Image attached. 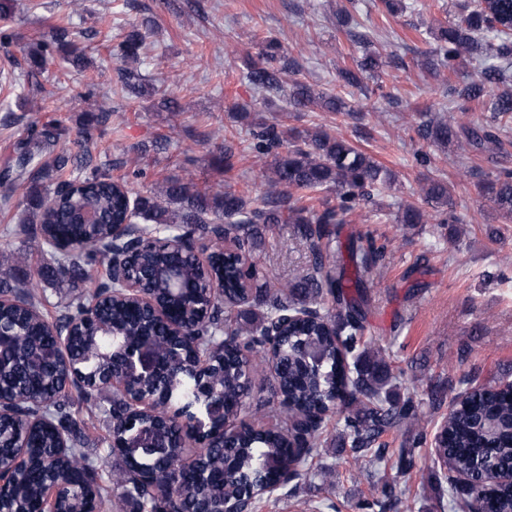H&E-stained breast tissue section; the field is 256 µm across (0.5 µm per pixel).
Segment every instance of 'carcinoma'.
Returning a JSON list of instances; mask_svg holds the SVG:
<instances>
[{"instance_id":"1","label":"carcinoma","mask_w":512,"mask_h":512,"mask_svg":"<svg viewBox=\"0 0 512 512\" xmlns=\"http://www.w3.org/2000/svg\"><path fill=\"white\" fill-rule=\"evenodd\" d=\"M434 48L422 66L441 79L448 97L464 117L462 121L420 113V138L437 146H467L478 154L487 145H499L497 131L512 123V75L503 63L512 59V0H474L451 23L430 30ZM66 33L57 32L28 52L37 68L31 72L42 100L50 98L44 84L43 65L63 44ZM146 34L134 32L111 45L102 39L119 63L118 79L134 97H155L169 112L179 111L172 93L145 82L129 63L139 60ZM365 40L361 57L340 70L344 83L360 93L366 81L380 77L382 54ZM265 64L245 76L250 85L286 97L295 111L345 112L348 103L295 80L284 86L282 75L295 69L281 43L266 37L259 43ZM485 65L476 78L455 77L472 60ZM485 116L474 118L472 107ZM93 115L86 124L79 151L70 148L68 128L60 119L32 124L30 134L14 144L0 169L6 191L0 205L17 203L19 223L39 225L42 245L53 265L39 274L57 283H80L77 302L62 306L57 323L70 329L62 337L66 355L51 358L57 347L49 322L40 313L38 284L20 292L13 285L28 255L0 250V390L25 408L22 416H0V452L18 460L17 476L0 491V512H40L48 486L57 474L70 477L60 490L54 512H225V506L256 512L259 499L251 489L274 485L293 467H306L327 418V405L340 399L346 412L343 433L355 464H380L386 460L383 438L418 417L413 402L395 395L392 372L382 350L365 340L364 279L382 256L384 247L365 235L340 239L338 225L349 224L361 203L392 174L373 156L353 146L343 136L316 130L294 136L282 122L260 123L253 149L273 157L266 175L262 205H254L244 192L201 189L194 175L168 178L149 195H135L126 184L112 180L110 162H94L91 124L107 119ZM288 151L279 152L283 143ZM454 185L431 180L424 197L436 208L440 224H457L453 213ZM502 219L512 221V169L504 167L480 183ZM294 190H334L336 203L325 199L316 207L293 197ZM142 225L154 236H209L232 238L235 249L213 252L206 262L188 255L180 260L182 280L193 288L175 291L164 281H150L151 273L173 262L164 245L144 248L129 263V276L147 283L148 291L192 328L185 336H168L162 325L145 321L141 311L111 288L108 278L111 249L108 239L116 224ZM400 224H425L426 214L409 204L398 215ZM273 224H296L308 244L312 262L306 274L292 283H275L258 265L256 252L265 245L264 229ZM223 286L224 295L211 296L205 285ZM112 297L100 306L99 323L82 325L74 320L83 309L106 292ZM325 297L335 313L310 307ZM153 341L160 362L178 355L194 366L204 362L203 382L223 393L224 418L234 431L209 440L198 448L192 465L183 464L184 427L178 412L206 408L204 392L194 371L169 381L156 377L115 390L108 445L122 454L125 438L153 428L170 437L169 453L157 457L147 451L127 456L123 465L105 472L82 451L84 422L71 411L68 382L79 368L88 381H102L118 368L123 352ZM262 361L272 364L275 405L255 412L256 423L240 419L241 399L252 394V360L240 355V343ZM153 400L151 413L132 419L133 401ZM453 401L448 419L435 437L438 462L452 473L467 475L472 483L460 504L470 512L472 502H483L485 512H512V484L494 491L482 488L486 459L512 471V397L492 387L473 388ZM236 498L224 504L225 490Z\"/></svg>"}]
</instances>
